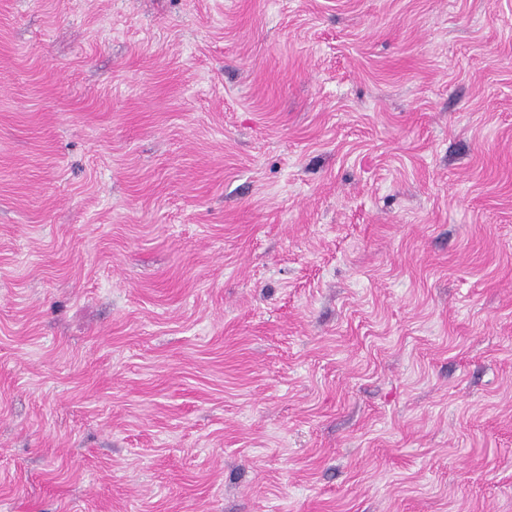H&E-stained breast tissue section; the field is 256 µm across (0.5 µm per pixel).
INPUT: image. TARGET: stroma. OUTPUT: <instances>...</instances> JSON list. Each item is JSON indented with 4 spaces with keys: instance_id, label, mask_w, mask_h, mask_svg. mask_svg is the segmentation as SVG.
Instances as JSON below:
<instances>
[{
    "instance_id": "obj_1",
    "label": "stroma",
    "mask_w": 512,
    "mask_h": 512,
    "mask_svg": "<svg viewBox=\"0 0 512 512\" xmlns=\"http://www.w3.org/2000/svg\"><path fill=\"white\" fill-rule=\"evenodd\" d=\"M0 512H512V0H0Z\"/></svg>"
}]
</instances>
